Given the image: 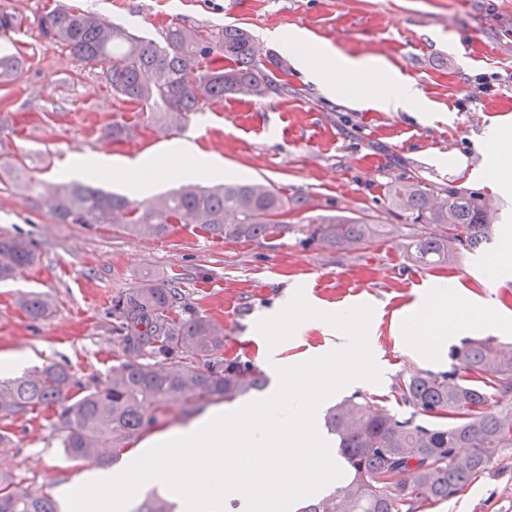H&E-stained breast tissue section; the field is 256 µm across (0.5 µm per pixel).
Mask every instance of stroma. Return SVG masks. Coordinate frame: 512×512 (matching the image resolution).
I'll return each mask as SVG.
<instances>
[{"label":"stroma","mask_w":512,"mask_h":512,"mask_svg":"<svg viewBox=\"0 0 512 512\" xmlns=\"http://www.w3.org/2000/svg\"><path fill=\"white\" fill-rule=\"evenodd\" d=\"M56 2L18 0L11 12L19 26L0 39V53L26 61L14 83L0 86V114L13 127L0 136V228L32 240L39 254L32 267L0 282V351L26 349L29 367L59 364L86 384L104 381L127 358L113 300L145 280L171 278L187 294L184 315L223 324L225 354L272 382L277 366L325 355L342 340L315 322L268 346L256 324L275 316L295 291L323 311L372 306L368 342L382 380L360 391L388 409L399 406V375L447 369L448 348L462 338L512 344V267L491 269L512 246V166H497L486 140L491 129L512 130V0H64L157 42L173 24L214 36L233 24L280 56L285 50L271 32L299 29L354 59L384 57L415 81L429 111L351 108L292 62L286 96L225 97L193 113L180 137L218 159L224 180H267L281 195L304 193L323 209L379 212L386 183L402 174L497 197L500 222L487 250L435 269L409 259L402 237L345 251L304 244L296 233L224 241L176 224L163 237L136 238L113 225L61 224L35 207L24 182L67 183L64 168L73 156L135 160L162 148L155 123L139 104L113 98L99 66L43 37L40 19ZM116 122L130 127V138H105ZM445 283L458 292L448 314L457 333L404 341L409 312ZM31 291L48 296L49 317L33 320L19 308V296ZM245 340L254 341L253 350L242 348ZM0 427L13 434L0 471L26 490L53 495L88 469L65 455L54 413L0 418ZM429 512H512V456Z\"/></svg>","instance_id":"stroma-1"}]
</instances>
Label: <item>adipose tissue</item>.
<instances>
[{"instance_id": "ef3b65f1", "label": "adipose tissue", "mask_w": 512, "mask_h": 512, "mask_svg": "<svg viewBox=\"0 0 512 512\" xmlns=\"http://www.w3.org/2000/svg\"><path fill=\"white\" fill-rule=\"evenodd\" d=\"M284 49L328 93L345 99L354 108H370L382 112H425L429 105L415 82L404 78L381 59L357 61L336 50L317 48L312 39L296 30L275 33ZM163 172L166 176L213 177L220 175L221 167L198 146L187 141L169 143L148 160L127 161L120 164L94 156L80 155L72 161L69 172L76 176L111 172L114 179L126 182L136 193H144L146 182L141 178L143 167Z\"/></svg>"}]
</instances>
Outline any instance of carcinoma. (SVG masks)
<instances>
[{
    "instance_id": "cac0c4a2",
    "label": "carcinoma",
    "mask_w": 512,
    "mask_h": 512,
    "mask_svg": "<svg viewBox=\"0 0 512 512\" xmlns=\"http://www.w3.org/2000/svg\"><path fill=\"white\" fill-rule=\"evenodd\" d=\"M48 43L101 67L112 96L136 102L149 119L178 130L200 106L226 95L263 97L288 91L277 78L279 59L258 60L251 34L227 26L213 39L175 25L164 43L144 40L101 16L57 5L42 20ZM227 65L212 66V57ZM24 62L0 55V82L18 78ZM94 180L59 186L43 195L29 187L64 224H111L141 238L167 234L173 224H196L224 240L265 241L294 229L310 244L353 251L379 239L408 238L410 257L425 266H446L490 244L498 208L484 193L399 176L385 188V217L347 215L319 208L308 195L284 199L261 181L242 179L222 187H186L134 204L93 186ZM307 213L294 227L277 221ZM36 260L33 242L0 230V281L14 278ZM186 295L177 282L147 280L115 301L125 350L130 356L105 381L85 386L60 365L0 381V417L59 409L57 425L68 458L107 464L130 449L171 406L184 415L201 402H231L263 388L264 373L223 356L224 327L212 319H184ZM19 305L38 319L48 299L20 296ZM394 392L403 411L371 405L357 393L325 418L343 460L341 485L302 501L298 512H424L459 493L512 450V353L490 336L468 337L448 353L445 371L399 376ZM155 495L137 512H172ZM0 512H59L56 501L18 488L0 473Z\"/></svg>"
}]
</instances>
